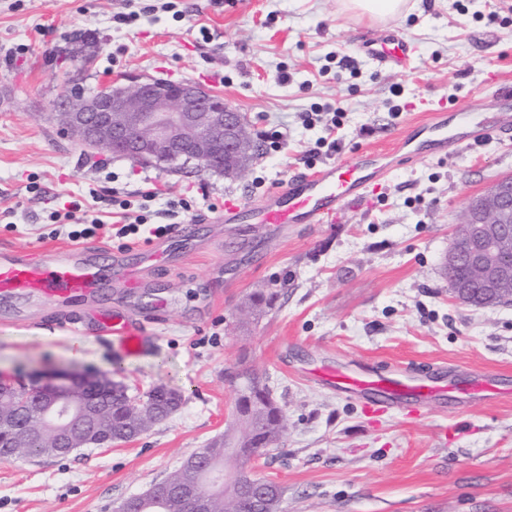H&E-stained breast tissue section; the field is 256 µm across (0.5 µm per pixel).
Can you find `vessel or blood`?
I'll return each mask as SVG.
<instances>
[{"label":"vessel or blood","instance_id":"vessel-or-blood-1","mask_svg":"<svg viewBox=\"0 0 512 512\" xmlns=\"http://www.w3.org/2000/svg\"><path fill=\"white\" fill-rule=\"evenodd\" d=\"M361 52L378 66L406 70L414 50L399 34L389 29L377 39L360 43ZM471 110L459 105L440 104L429 122L420 124L422 141L403 137L398 159L408 162L431 155L441 157L470 145L468 129ZM390 168L385 154L363 150L324 164L307 173L294 170L286 188L271 193L266 200L247 197L224 203L221 222H248L277 230L286 224H329L347 208L360 207L377 182ZM112 278L105 263L87 256L78 247H37L0 249V297L37 295L50 301L86 298L103 291ZM98 331L116 336L129 355L139 353L143 330L131 324L120 312L101 311L95 316ZM315 383L349 397L369 400L381 407H403L409 402L432 403L444 397L447 388L439 380L398 374L382 377L357 371L345 364H326L308 373ZM468 391L482 398L502 395L496 376L472 374Z\"/></svg>","mask_w":512,"mask_h":512}]
</instances>
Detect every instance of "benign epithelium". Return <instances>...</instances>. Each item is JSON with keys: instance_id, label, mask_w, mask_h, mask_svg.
Returning a JSON list of instances; mask_svg holds the SVG:
<instances>
[{"instance_id": "1", "label": "benign epithelium", "mask_w": 512, "mask_h": 512, "mask_svg": "<svg viewBox=\"0 0 512 512\" xmlns=\"http://www.w3.org/2000/svg\"><path fill=\"white\" fill-rule=\"evenodd\" d=\"M52 111L79 143L98 152L137 160L171 163L193 160L205 171L238 178L255 155L243 113L202 85L187 80L134 78L120 75L87 94L67 90ZM512 176L502 177L464 206L443 266L466 275L453 281L455 298L475 305L476 297H497L512 284ZM251 384L239 374L235 425L246 424L252 406L244 401ZM112 382L95 374L75 376L58 370L29 385L0 381V435L22 448L32 441L41 451L66 455L77 448L116 445L112 425L105 422L104 397ZM37 406L21 412L28 399ZM209 469L196 452L182 470L193 477L179 487L185 499L196 496L194 482Z\"/></svg>"}]
</instances>
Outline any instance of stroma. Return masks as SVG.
Instances as JSON below:
<instances>
[{
  "label": "stroma",
  "mask_w": 512,
  "mask_h": 512,
  "mask_svg": "<svg viewBox=\"0 0 512 512\" xmlns=\"http://www.w3.org/2000/svg\"><path fill=\"white\" fill-rule=\"evenodd\" d=\"M163 2L0 0V245L70 246L68 225L53 227L48 214L92 191L106 213L147 188L157 193L149 210L190 206L179 215L186 234L165 243L170 270L150 273L135 296L115 284L94 302L137 321L166 300L141 354L63 328L55 304L0 301V375L91 370L133 390L164 384L182 396L174 414L131 443L0 458V512H112L169 478L223 434L232 375L244 365L267 378L288 417L284 439L251 467L283 487L281 512H512V397L458 391L412 412H372L306 377L343 362L384 375L489 371L512 383V304L457 302L441 265L465 203L512 175V128L448 158L397 167L362 209L333 224L273 235L257 224L201 221L227 199L261 198L293 169L328 162L314 147L331 133L333 108L344 110L331 133L340 155L392 153L432 103L479 99L493 75L512 84V0H408L394 20L415 47L404 73L355 53L384 26L338 0H176L169 11ZM130 10L135 20L117 22ZM76 30L91 33V44L72 43ZM331 50L352 58L358 76L321 75ZM126 73L199 82L256 131L288 135L241 179L115 158L67 136L51 112L66 89ZM314 110L321 121L304 125L302 113ZM270 283L284 288L274 308L238 328L240 304Z\"/></svg>",
  "instance_id": "1"
}]
</instances>
